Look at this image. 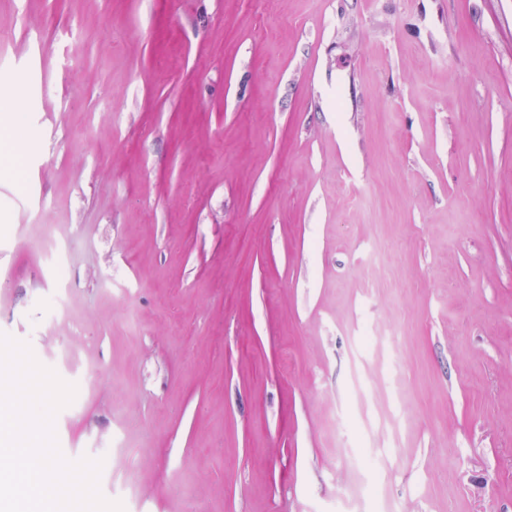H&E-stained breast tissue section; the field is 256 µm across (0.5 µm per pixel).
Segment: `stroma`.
<instances>
[{
    "label": "stroma",
    "instance_id": "stroma-1",
    "mask_svg": "<svg viewBox=\"0 0 512 512\" xmlns=\"http://www.w3.org/2000/svg\"><path fill=\"white\" fill-rule=\"evenodd\" d=\"M1 63L0 333L106 499L512 512V0H0ZM0 135L1 141L12 138L11 131L16 121V113L21 112V106L13 99V96H0Z\"/></svg>",
    "mask_w": 512,
    "mask_h": 512
}]
</instances>
